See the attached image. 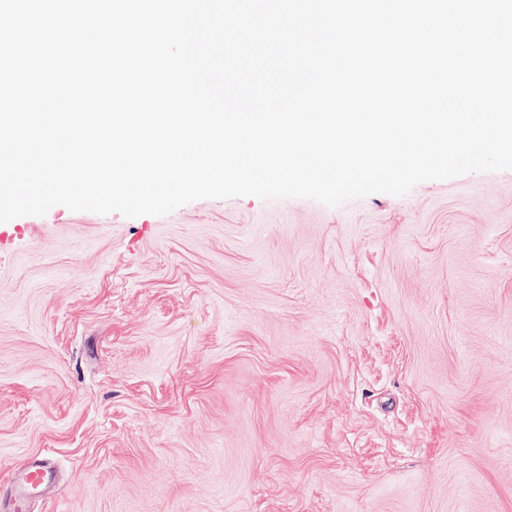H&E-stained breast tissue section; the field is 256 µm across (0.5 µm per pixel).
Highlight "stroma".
<instances>
[{
	"label": "stroma",
	"instance_id": "stroma-1",
	"mask_svg": "<svg viewBox=\"0 0 512 512\" xmlns=\"http://www.w3.org/2000/svg\"><path fill=\"white\" fill-rule=\"evenodd\" d=\"M512 512V171L0 223V503ZM46 471L41 465L25 462L13 478L15 493L24 497L30 492L40 489L46 482Z\"/></svg>",
	"mask_w": 512,
	"mask_h": 512
}]
</instances>
